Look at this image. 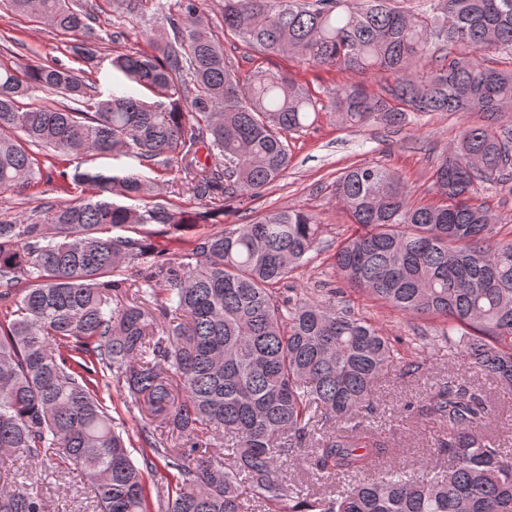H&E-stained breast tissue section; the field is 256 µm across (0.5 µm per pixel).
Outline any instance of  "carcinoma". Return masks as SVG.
Segmentation results:
<instances>
[{"mask_svg":"<svg viewBox=\"0 0 512 512\" xmlns=\"http://www.w3.org/2000/svg\"><path fill=\"white\" fill-rule=\"evenodd\" d=\"M223 0L224 29L263 52H288L338 71L392 73L375 91L332 89L321 106L292 77L260 69L241 84L199 0H180L154 52L112 56L107 97L85 70L27 61L0 65V194L51 174L52 159L121 152L150 167L185 161L200 202L243 203L290 164L286 135L329 110L353 128L395 129L411 115L471 116L439 156L432 179L444 204L412 199L380 164L336 179L352 233L332 256L350 287L419 318H443L442 339L475 372L512 392V238L474 203L512 180V70L485 53H512V0ZM47 22L85 62L102 37L93 0H3ZM426 58L428 70L407 72ZM153 98L138 96L137 88ZM35 89L58 105L25 109ZM206 151L208 161L199 160ZM93 196L46 202L38 219L0 218V452L37 460L54 450L85 478L98 512H512V458L488 432L495 415L478 389L448 383L420 405L438 421L439 462L408 469L363 418L376 387L422 364L348 305L292 294L293 272L319 245L317 215L285 207L202 234L170 259L144 231H184L223 210L188 212L153 196L139 172L58 171ZM144 267L136 295L125 272ZM153 298L180 316L148 332ZM113 389L164 415L186 446L144 423L141 461L101 393ZM224 436V452L215 437ZM293 459L326 489L305 492L277 473ZM0 512H48L22 486L0 488Z\"/></svg>","mask_w":512,"mask_h":512,"instance_id":"carcinoma-1","label":"carcinoma"}]
</instances>
